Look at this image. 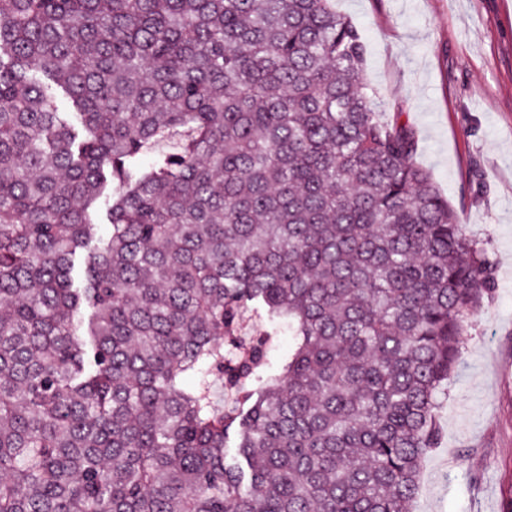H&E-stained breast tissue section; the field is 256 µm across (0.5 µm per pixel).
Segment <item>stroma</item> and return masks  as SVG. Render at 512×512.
<instances>
[{"label": "stroma", "mask_w": 512, "mask_h": 512, "mask_svg": "<svg viewBox=\"0 0 512 512\" xmlns=\"http://www.w3.org/2000/svg\"><path fill=\"white\" fill-rule=\"evenodd\" d=\"M385 120L483 243L492 292L435 412L412 512H502L512 493V0H336Z\"/></svg>", "instance_id": "stroma-1"}]
</instances>
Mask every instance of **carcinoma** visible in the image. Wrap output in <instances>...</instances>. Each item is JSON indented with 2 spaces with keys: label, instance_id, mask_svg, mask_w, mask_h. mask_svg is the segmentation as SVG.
I'll return each mask as SVG.
<instances>
[{
  "label": "carcinoma",
  "instance_id": "cac0c4a2",
  "mask_svg": "<svg viewBox=\"0 0 512 512\" xmlns=\"http://www.w3.org/2000/svg\"><path fill=\"white\" fill-rule=\"evenodd\" d=\"M417 149L334 0H0V512H408L490 289Z\"/></svg>",
  "mask_w": 512,
  "mask_h": 512
}]
</instances>
